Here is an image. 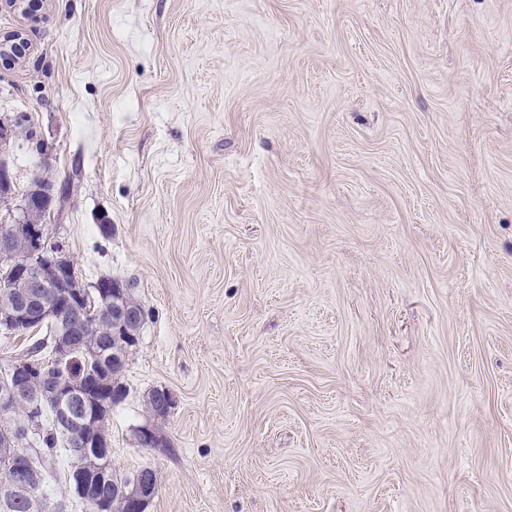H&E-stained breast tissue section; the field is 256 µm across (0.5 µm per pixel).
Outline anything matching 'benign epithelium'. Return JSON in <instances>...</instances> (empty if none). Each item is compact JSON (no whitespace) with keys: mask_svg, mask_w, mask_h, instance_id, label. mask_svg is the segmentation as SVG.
<instances>
[{"mask_svg":"<svg viewBox=\"0 0 512 512\" xmlns=\"http://www.w3.org/2000/svg\"><path fill=\"white\" fill-rule=\"evenodd\" d=\"M26 39L15 35L0 40V63L8 64L25 52ZM17 137L16 127L8 121L0 122V197L6 198L15 189L8 149ZM38 200L29 196L22 199L17 215L0 226V329L11 331L43 324L49 318H58L61 305L43 300L44 291L52 284L63 283L67 307L80 309L87 298L95 295L100 300L96 315L104 314L112 324L113 334L127 343L135 344L143 326L139 310L133 304L112 306V297L124 292L125 285L116 279L104 278L90 285L83 283L76 274L75 264L68 252L61 250L45 254L46 224L34 216ZM81 330L67 328L54 340L55 359L63 360L76 353L92 352L103 357L95 343L80 339ZM125 360L112 359V365L100 361L97 370L73 381L31 365L23 358L12 360L0 369L6 389L0 392V417L14 419L19 414L21 402L32 400L36 391L53 397L56 402L57 426L62 431H75L83 436L86 444L73 450L70 459L72 482L67 495L83 502L89 512H112V505L102 497L92 498L87 493V475L92 474L104 482L112 472V452L99 447L96 428L106 416L112 400L122 394L117 386L111 391L94 395L91 381L103 383L112 380L110 369L123 368ZM28 444L8 433L0 440V466L18 471L19 489L29 491L39 484V475L32 460L31 447L38 439L40 429L34 418H23ZM158 490L154 471L143 469L138 474L134 488L125 496L136 512H145Z\"/></svg>","mask_w":512,"mask_h":512,"instance_id":"obj_1","label":"benign epithelium"}]
</instances>
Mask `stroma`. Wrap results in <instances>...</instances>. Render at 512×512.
<instances>
[{
  "label": "stroma",
  "mask_w": 512,
  "mask_h": 512,
  "mask_svg": "<svg viewBox=\"0 0 512 512\" xmlns=\"http://www.w3.org/2000/svg\"><path fill=\"white\" fill-rule=\"evenodd\" d=\"M15 31L0 117L48 146L15 188L49 164L52 242L148 314L109 420L147 512H512V0L0 5Z\"/></svg>",
  "instance_id": "35a3bbf8"
}]
</instances>
